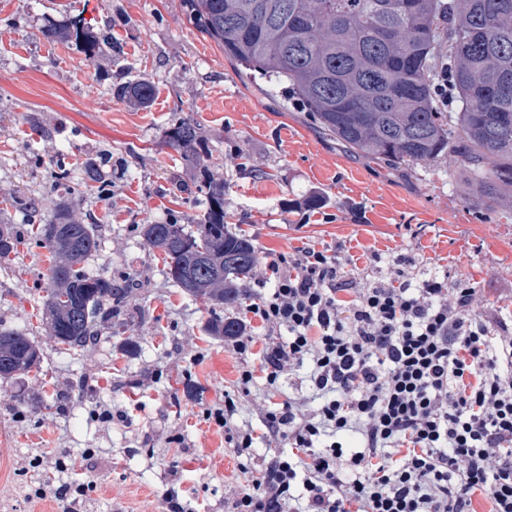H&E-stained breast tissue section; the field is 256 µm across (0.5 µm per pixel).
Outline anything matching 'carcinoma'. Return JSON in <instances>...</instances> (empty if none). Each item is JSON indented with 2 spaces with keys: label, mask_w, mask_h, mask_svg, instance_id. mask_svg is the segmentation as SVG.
Returning a JSON list of instances; mask_svg holds the SVG:
<instances>
[{
  "label": "carcinoma",
  "mask_w": 512,
  "mask_h": 512,
  "mask_svg": "<svg viewBox=\"0 0 512 512\" xmlns=\"http://www.w3.org/2000/svg\"><path fill=\"white\" fill-rule=\"evenodd\" d=\"M190 19L234 60L297 101L311 121L364 157L390 164L459 163L467 193L492 211H512V0H183ZM68 35L92 62L112 43L80 18L50 26L46 40ZM448 65L457 107L439 110L435 85ZM141 106L154 86L141 78L120 89ZM167 146L199 171L207 206L193 224H145L146 244L161 255L162 272L181 294L216 308L238 306L257 273L253 241L224 223V185L210 180L208 145L189 116L165 131ZM105 155L87 165L103 191ZM60 203L37 241L50 255L42 325L74 352L95 343L99 329L121 316L136 283L85 270L100 247L97 225ZM18 236L0 225V258ZM239 321L210 326L237 336ZM42 353L22 332L0 329V379L40 366Z\"/></svg>",
  "instance_id": "carcinoma-1"
}]
</instances>
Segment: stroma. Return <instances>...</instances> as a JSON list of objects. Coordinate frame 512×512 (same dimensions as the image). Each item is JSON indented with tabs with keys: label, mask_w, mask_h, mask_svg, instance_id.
<instances>
[{
	"label": "stroma",
	"mask_w": 512,
	"mask_h": 512,
	"mask_svg": "<svg viewBox=\"0 0 512 512\" xmlns=\"http://www.w3.org/2000/svg\"><path fill=\"white\" fill-rule=\"evenodd\" d=\"M75 17L112 33L95 61L42 35ZM141 77L155 91L145 108L118 94ZM187 114L208 144L211 177L224 184L227 222L260 255L337 248L366 282L408 252L411 277L444 271L449 284H472L482 318L512 332V219L480 214L460 167L355 155L284 95L241 77L181 0H0V222L21 237L0 259V329L30 334L43 353L40 368L0 381V512H61L50 495L71 479L60 450L93 480L77 512H165L169 490L196 512L232 510L243 475L203 410L235 390L244 361L205 328L238 311L184 297L141 234L146 224L194 223L206 207L194 171L164 141ZM105 152L101 194L83 168ZM59 159L71 176L57 187L50 170ZM315 193L323 201L308 207ZM67 197L98 226L88 270L138 283L119 321L74 355L40 328L50 262L31 237ZM375 253L381 262H371ZM186 456L199 458L197 469L174 472ZM38 489L48 497L34 498Z\"/></svg>",
	"instance_id": "1"
}]
</instances>
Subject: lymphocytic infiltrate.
Segmentation results:
<instances>
[{"label": "lymphocytic infiltrate", "instance_id": "1", "mask_svg": "<svg viewBox=\"0 0 512 512\" xmlns=\"http://www.w3.org/2000/svg\"><path fill=\"white\" fill-rule=\"evenodd\" d=\"M414 263L397 253L361 285L329 249L262 261L244 323L264 334L233 346L263 349L239 392L278 391L288 367L303 376L260 428L236 424L237 394L206 409L237 455L259 436L275 446L243 466L233 512H478L484 499L512 512V336L476 312L475 288L410 278Z\"/></svg>", "mask_w": 512, "mask_h": 512}]
</instances>
